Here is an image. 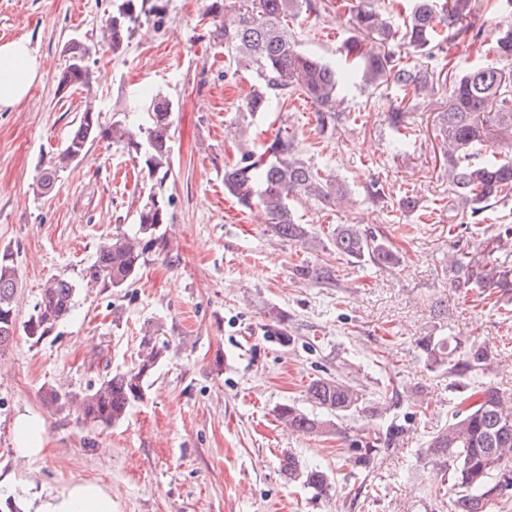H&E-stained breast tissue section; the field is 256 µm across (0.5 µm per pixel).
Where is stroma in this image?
Instances as JSON below:
<instances>
[{
	"mask_svg": "<svg viewBox=\"0 0 512 512\" xmlns=\"http://www.w3.org/2000/svg\"><path fill=\"white\" fill-rule=\"evenodd\" d=\"M326 2L290 27L303 50L335 64L352 30L336 0ZM164 5L161 28H141L115 54L101 36L112 0H0V41L29 40L40 64L26 98L0 110V250L12 252L19 275L18 330L0 349V499L22 508L33 493L90 482L111 499L112 512H448L432 496L445 469L421 450L464 397L488 384L512 392V298L460 293L445 268L450 255L480 256L490 238L512 228V198L478 224L451 212L454 191L435 132L447 95L411 112L412 138L403 148L386 119L399 88L366 84L356 72L341 86L350 117L329 136L318 134L313 105L296 93L256 118L264 138L281 128L294 133L301 158L346 184L353 200L347 208L294 202L299 223L318 236L313 247L273 236L261 209L241 210L224 192V168L245 146L234 120L251 78L225 73L205 0ZM498 21L479 13V39L436 53L428 67L447 78L494 62ZM74 39L90 47L97 79L91 88L62 91ZM141 89L174 106L169 245L149 253L129 287H90L85 274L97 248L116 228H131L150 183L102 137L50 192L38 190V175L74 133L86 98L107 126ZM376 182L384 201L369 196ZM407 192L419 199L411 213L398 204ZM343 224L387 236L403 264L337 259L332 236ZM324 262L334 265V282L296 274ZM55 278L75 286L74 310L36 342L23 327ZM274 306L288 316L290 343L267 330ZM146 335L167 352L124 420L94 428L45 402L46 388L80 392L131 367ZM429 337L491 348L497 360L455 385L428 366L419 342ZM327 376L360 385L370 399L388 384L402 395L393 411L404 426L400 444L384 453L354 500L344 492L350 469L336 463L343 437L292 433L276 417L284 404L311 411L308 386ZM27 411L43 420L47 437L32 461L17 457L12 430ZM290 453L327 472L328 495L287 479L280 461Z\"/></svg>",
	"mask_w": 512,
	"mask_h": 512,
	"instance_id": "obj_1",
	"label": "stroma"
}]
</instances>
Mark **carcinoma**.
Instances as JSON below:
<instances>
[{"label":"carcinoma","mask_w":512,"mask_h":512,"mask_svg":"<svg viewBox=\"0 0 512 512\" xmlns=\"http://www.w3.org/2000/svg\"><path fill=\"white\" fill-rule=\"evenodd\" d=\"M321 7L320 0H206L204 16L213 25L210 36L224 47L226 68L236 72L245 69L253 77V89L238 112L245 119L271 112L283 107L288 93L299 91L314 105L320 132H332L345 119L337 104L339 78L361 71L367 83L378 85L391 79L402 92L400 104L387 113V121L399 135V142L407 143V114L416 108L419 99L438 92L437 83L419 64L386 46L396 43L416 57H431L447 45L470 43L478 38V29L469 21L477 10L476 0H413L409 14L398 26L385 17L390 5L358 0L349 8L354 36L346 44L344 62L338 67L302 51L288 26V19L304 10L317 12ZM162 14L159 0H112V18L106 19L103 38L117 54L136 29ZM494 52L502 60H512V22L503 27ZM69 53L59 86L90 87L94 75L85 63L89 48L74 43ZM147 111L145 124L116 120L104 128L101 112L93 102H86L78 129L39 176L38 188L51 189L59 173L85 155L91 136L99 132L132 156L153 181L146 200L136 211L135 231H117L99 246L86 272L87 282L93 285L129 286L145 263V254L165 247L160 230L172 206V199L164 195L171 171L172 102L154 97ZM436 137L441 141L457 207L474 218L512 197V158L498 160L482 154L488 147L512 150V80L507 79L504 70L474 65L454 76L448 83V106L438 113ZM224 191L244 209H264L275 236L306 248L316 243V237L309 225L296 221L290 202L302 197L340 202L349 195L343 185L299 158L295 136L284 128L273 139L259 144L258 149L243 150L238 160L224 169ZM333 245L339 260L381 267H398L403 262V256L387 239L354 224L337 227ZM297 272L306 280L329 283L335 280L336 269L323 263L301 266ZM448 276L454 287L466 291L478 288L512 293V265L505 260L495 258L489 268L478 261L456 259ZM18 284L12 253L4 251L0 253V347L16 333L12 299ZM74 294V286L66 280L48 282L25 325L26 335L39 342L52 333L70 316ZM268 316L270 330L282 342H289L288 315L273 307ZM142 344L137 362L126 370L105 374L81 394L62 395L48 390L45 401L57 412L76 407L85 425L108 427L121 421L131 403L142 397L164 357V348L152 337H143ZM421 349L433 366L445 367L457 378L488 369L496 360L483 346L452 344L445 338L436 342L427 339ZM308 395L317 408L314 413L286 404L277 408L278 419L287 423L288 429L308 434L338 433V420L355 413L380 417L400 400L395 387L392 395L371 401L358 385L333 377L312 380ZM468 399L471 403L453 414L445 429L431 436L422 454L448 464L451 512L501 510L512 498V393L489 385ZM403 432V425L394 417L386 426L339 449L336 457L354 473L367 476L381 454L399 443ZM281 469L290 480L304 479V485L317 497L331 489L324 471L302 466L291 453L281 459Z\"/></svg>","instance_id":"1"}]
</instances>
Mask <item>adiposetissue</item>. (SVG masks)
Wrapping results in <instances>:
<instances>
[{
	"mask_svg": "<svg viewBox=\"0 0 512 512\" xmlns=\"http://www.w3.org/2000/svg\"><path fill=\"white\" fill-rule=\"evenodd\" d=\"M39 76V64L27 40L0 42V108L20 103ZM14 433L19 457L33 460L42 454L46 429L37 415L20 414ZM34 512H112V502L100 486L82 482L40 500Z\"/></svg>",
	"mask_w": 512,
	"mask_h": 512,
	"instance_id": "obj_1",
	"label": "adipose tissue"
}]
</instances>
